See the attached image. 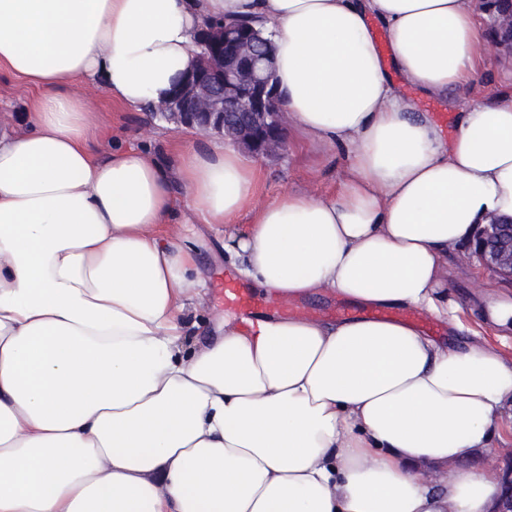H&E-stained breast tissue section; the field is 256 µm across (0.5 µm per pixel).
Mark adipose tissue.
Wrapping results in <instances>:
<instances>
[{
    "mask_svg": "<svg viewBox=\"0 0 512 512\" xmlns=\"http://www.w3.org/2000/svg\"><path fill=\"white\" fill-rule=\"evenodd\" d=\"M474 0H0V67L40 91L0 126V512H497L469 466L512 410V369L413 324L225 314L175 219L220 225L236 270L437 319L448 251L512 218V85L444 141L391 82L464 90L484 71ZM272 35L288 124L352 155L336 195L250 203L257 169L187 144L99 157L75 80L143 111L196 65L210 20ZM184 197H177L176 187ZM250 212L239 229L237 219Z\"/></svg>",
    "mask_w": 512,
    "mask_h": 512,
    "instance_id": "adipose-tissue-1",
    "label": "adipose tissue"
}]
</instances>
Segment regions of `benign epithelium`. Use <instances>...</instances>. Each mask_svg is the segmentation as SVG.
<instances>
[{
    "instance_id": "obj_1",
    "label": "benign epithelium",
    "mask_w": 512,
    "mask_h": 512,
    "mask_svg": "<svg viewBox=\"0 0 512 512\" xmlns=\"http://www.w3.org/2000/svg\"><path fill=\"white\" fill-rule=\"evenodd\" d=\"M491 49L512 45V7L491 15ZM204 49L176 93L160 106L165 120L216 135L252 155L271 158L287 148V113L278 99L269 41L238 22L202 30ZM473 256L490 272L512 281V218L478 227Z\"/></svg>"
}]
</instances>
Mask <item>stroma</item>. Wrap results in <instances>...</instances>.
<instances>
[{
  "label": "stroma",
  "instance_id": "35a3bbf8",
  "mask_svg": "<svg viewBox=\"0 0 512 512\" xmlns=\"http://www.w3.org/2000/svg\"><path fill=\"white\" fill-rule=\"evenodd\" d=\"M395 87L413 99L417 111L427 113L445 139L456 131L455 118L460 102L480 103L493 98L502 83L512 77V53L501 52L488 61L486 74L472 82L463 95L433 96L408 86L395 65H388ZM67 95L82 101L86 111L95 116L91 138L101 153L114 147L132 146L165 163H174L188 141L194 140L191 130L168 124L148 112H136L110 100L97 85L78 82L66 87ZM37 91L26 81L0 69V124L24 131L28 112L34 111ZM261 173L260 190L253 207L259 208L291 193H306L317 198L335 194L350 168L345 149L308 141L301 133L288 135V148L283 155L258 160ZM181 232L197 256L199 270L210 290L209 313L223 315L228 307L221 288L224 277L233 273L231 258L224 250L223 233L202 224H185ZM448 301L457 307V318L445 322L440 342L458 347L481 345L495 350L512 367V322L495 326L487 318L490 304H512V282L485 269L470 254L469 246L448 253ZM281 315L337 321L340 313L359 318L365 306L342 297L314 293L308 297L280 304Z\"/></svg>",
  "mask_w": 512,
  "mask_h": 512
}]
</instances>
